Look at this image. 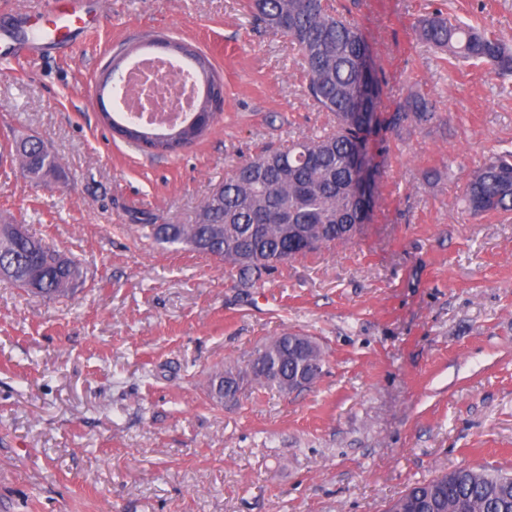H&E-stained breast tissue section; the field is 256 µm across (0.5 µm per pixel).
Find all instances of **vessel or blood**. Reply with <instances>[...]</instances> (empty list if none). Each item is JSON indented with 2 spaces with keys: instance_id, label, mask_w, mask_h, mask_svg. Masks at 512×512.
Wrapping results in <instances>:
<instances>
[{
  "instance_id": "1",
  "label": "vessel or blood",
  "mask_w": 512,
  "mask_h": 512,
  "mask_svg": "<svg viewBox=\"0 0 512 512\" xmlns=\"http://www.w3.org/2000/svg\"><path fill=\"white\" fill-rule=\"evenodd\" d=\"M22 26L30 39L0 41V59L34 66L43 51L72 48L80 39L101 25L92 0H40L38 6L21 15Z\"/></svg>"
}]
</instances>
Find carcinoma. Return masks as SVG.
Masks as SVG:
<instances>
[{"label":"carcinoma","instance_id":"carcinoma-1","mask_svg":"<svg viewBox=\"0 0 512 512\" xmlns=\"http://www.w3.org/2000/svg\"><path fill=\"white\" fill-rule=\"evenodd\" d=\"M253 17L294 44L308 77V92L318 108L334 115L332 132L282 148H268L235 167L201 206L193 224H143L145 237L160 244L184 245L219 259L235 270L242 287L289 261L331 244L353 239L377 200L378 168L366 184L369 201L360 212L351 160L366 149L373 126L399 132L440 120L436 106L419 93L379 117L383 82L371 48L353 22L337 15L328 0H250ZM418 35L455 60L469 61L495 76H512V47L500 38L440 12L420 21ZM195 79L217 85L223 78L201 52L188 57ZM216 112L191 125L166 128L170 140L159 145L155 128L142 126L129 143L171 153L199 140ZM31 180L57 175L61 166L48 152L37 156ZM464 201L475 215L512 213V152L495 153L475 170ZM0 279L42 298L67 296L83 283L78 263L32 234L14 219L0 220ZM287 332L275 339L272 364L251 363L254 381L286 390L288 381L311 366L323 369L324 353L307 349ZM235 379H211L218 399L233 398ZM387 512H512V475L478 467H460L429 482L417 483L395 499Z\"/></svg>","mask_w":512,"mask_h":512}]
</instances>
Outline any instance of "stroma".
Segmentation results:
<instances>
[{
	"instance_id": "35a3bbf8",
	"label": "stroma",
	"mask_w": 512,
	"mask_h": 512,
	"mask_svg": "<svg viewBox=\"0 0 512 512\" xmlns=\"http://www.w3.org/2000/svg\"><path fill=\"white\" fill-rule=\"evenodd\" d=\"M370 43L382 108L418 92L440 122L371 141L382 177L355 237L239 287L228 266L144 237L194 223L214 187L268 146L332 130L297 47L248 0H104L76 49L0 61V143L42 139L62 166L35 185L0 166V217L77 259L44 300L0 282V512H385L464 466L512 472V215L471 216L469 173L512 151V77L449 62L417 33L435 10L512 46V0H332ZM161 34L205 53L224 108L175 154L128 145L96 90L112 55ZM287 332L324 373L292 393L210 380Z\"/></svg>"
}]
</instances>
